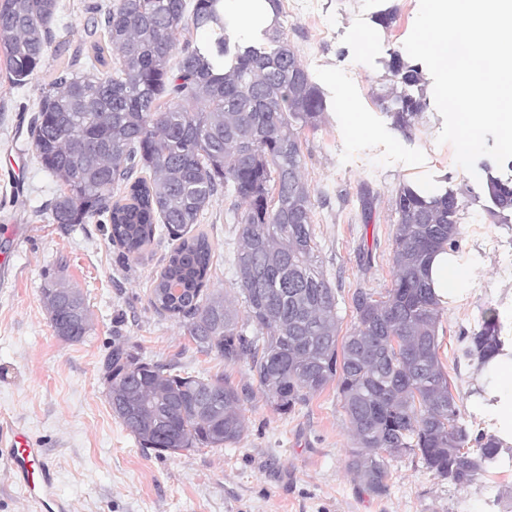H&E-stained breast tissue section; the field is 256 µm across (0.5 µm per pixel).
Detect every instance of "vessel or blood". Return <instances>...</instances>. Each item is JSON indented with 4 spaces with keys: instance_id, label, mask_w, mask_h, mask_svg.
Masks as SVG:
<instances>
[{
    "instance_id": "1",
    "label": "vessel or blood",
    "mask_w": 512,
    "mask_h": 512,
    "mask_svg": "<svg viewBox=\"0 0 512 512\" xmlns=\"http://www.w3.org/2000/svg\"><path fill=\"white\" fill-rule=\"evenodd\" d=\"M0 454L6 455L14 480L25 491L36 512H67L55 492V474L45 449L10 427L0 428Z\"/></svg>"
}]
</instances>
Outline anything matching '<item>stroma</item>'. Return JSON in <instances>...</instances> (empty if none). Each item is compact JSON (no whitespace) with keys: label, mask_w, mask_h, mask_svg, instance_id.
Listing matches in <instances>:
<instances>
[{"label":"stroma","mask_w":512,"mask_h":512,"mask_svg":"<svg viewBox=\"0 0 512 512\" xmlns=\"http://www.w3.org/2000/svg\"><path fill=\"white\" fill-rule=\"evenodd\" d=\"M418 10L419 0H305L282 19L329 104L321 126L300 135L304 175L318 200L316 253L338 287L339 333L347 335L354 291L380 296L392 284V201L400 185H440L457 194L458 257L476 272L464 300L442 311L439 357L463 403L464 423L489 433L493 425L473 395L477 369L457 361V337L477 328L486 309L512 308V223H494L486 187L487 176L512 178V165L493 168L483 156L466 172L453 146L437 141L443 119L435 106L406 135L379 105L386 63L403 51ZM389 11L396 19L386 28L378 18ZM4 74L0 64V260L9 261L13 278L0 288V424L47 449L70 512H512L506 459L458 490L405 456L387 463V494L369 493L347 471L353 437L335 386L281 414L259 393L246 364L229 366L200 352L183 320L150 304L170 237L155 236L126 260L105 225L53 223L47 205L56 186L26 135L41 80L14 88ZM345 98L352 112L342 110ZM228 206L213 201L199 229L213 247L209 285L231 296L238 227ZM58 278L81 292L89 310L90 330L81 342L56 336L44 308L43 289ZM117 345L183 373L224 374L245 394L242 440L175 457L141 447L106 396L102 365Z\"/></svg>","instance_id":"35a3bbf8"}]
</instances>
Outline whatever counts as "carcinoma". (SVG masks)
Here are the masks:
<instances>
[{
  "label": "carcinoma",
  "instance_id": "carcinoma-1",
  "mask_svg": "<svg viewBox=\"0 0 512 512\" xmlns=\"http://www.w3.org/2000/svg\"><path fill=\"white\" fill-rule=\"evenodd\" d=\"M219 3H90L72 51L71 39L56 41L59 0H0L10 85L26 86L55 46L57 63L29 126L38 163L58 186L53 223L108 224L126 257L167 231L177 246L156 277L154 309L186 319L200 351L248 364L279 413L336 384L355 440L347 468L368 492L386 493V460L411 454L448 485L469 487L497 462L503 442L462 422L439 360L442 307L427 266L435 250L457 246V196L399 187L391 288L378 299L355 292V321L337 346L338 289L317 265L311 190L301 174L300 134L319 126L326 99L281 28L266 30L259 46H230ZM190 28L215 32L213 44L177 38ZM387 70L378 100L409 132L427 108L421 71L397 52ZM487 189L493 218L511 222L512 180L490 175ZM221 193L240 225L242 317L223 293L207 291L212 245L207 234H191ZM73 293L58 281L43 292L56 336L69 343L90 330L89 320L72 317ZM458 341L463 358L485 366L503 346L495 310ZM103 381L112 412L160 454L224 448L246 433L242 392L222 373L183 376L116 346Z\"/></svg>",
  "mask_w": 512,
  "mask_h": 512
}]
</instances>
